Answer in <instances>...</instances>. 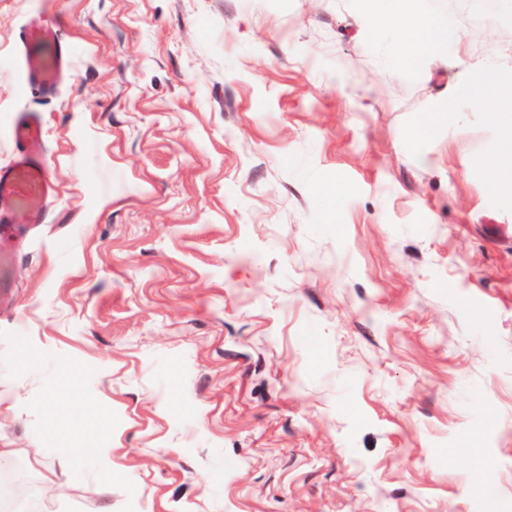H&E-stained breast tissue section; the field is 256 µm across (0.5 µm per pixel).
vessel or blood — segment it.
<instances>
[{"label": "vessel or blood", "mask_w": 512, "mask_h": 512, "mask_svg": "<svg viewBox=\"0 0 512 512\" xmlns=\"http://www.w3.org/2000/svg\"><path fill=\"white\" fill-rule=\"evenodd\" d=\"M29 85L51 94L61 85L72 54L69 43L54 37L41 24L31 23L19 31ZM14 159L0 168V205L12 224H36L55 187L39 148L45 139L42 118L33 112L19 113L11 126Z\"/></svg>", "instance_id": "1"}]
</instances>
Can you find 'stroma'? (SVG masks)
<instances>
[{
  "label": "stroma",
  "instance_id": "obj_1",
  "mask_svg": "<svg viewBox=\"0 0 512 512\" xmlns=\"http://www.w3.org/2000/svg\"><path fill=\"white\" fill-rule=\"evenodd\" d=\"M448 11L473 55L512 46V0ZM31 13L75 45L53 96L26 87ZM444 74L348 0H0V166L34 111L57 181L12 241L0 512H512V205L496 130L418 135L464 96ZM61 366L110 418L85 445L113 486L31 454ZM92 453L96 457L94 471L96 484L98 486H112V482L116 479V474L112 469L111 448H93Z\"/></svg>",
  "mask_w": 512,
  "mask_h": 512
}]
</instances>
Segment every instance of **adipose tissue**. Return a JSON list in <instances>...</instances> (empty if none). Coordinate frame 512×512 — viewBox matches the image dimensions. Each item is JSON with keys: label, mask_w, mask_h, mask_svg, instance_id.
<instances>
[{"label": "adipose tissue", "mask_w": 512, "mask_h": 512, "mask_svg": "<svg viewBox=\"0 0 512 512\" xmlns=\"http://www.w3.org/2000/svg\"><path fill=\"white\" fill-rule=\"evenodd\" d=\"M351 7L364 35L390 29L405 62L415 66L446 63L452 77L464 84L467 106H459L452 98L437 102L431 112L425 113L420 132L429 137L447 124L463 127L468 109L477 110L481 121L500 133L496 151L485 161L489 184L512 204V80L506 77L507 67L497 60L473 58L461 52L449 55L448 0H351ZM84 376L83 370L69 367L44 388V414L62 435L63 444L36 448L32 454L42 460L56 458L73 464L83 463L87 454H94L96 483L108 486L116 478L111 448L86 452L70 429L78 409L88 412L91 427L101 428L107 423L105 416L92 409V399L81 385Z\"/></svg>", "instance_id": "obj_1"}]
</instances>
